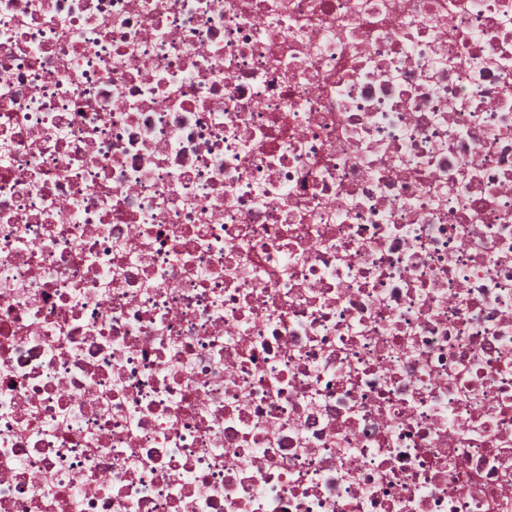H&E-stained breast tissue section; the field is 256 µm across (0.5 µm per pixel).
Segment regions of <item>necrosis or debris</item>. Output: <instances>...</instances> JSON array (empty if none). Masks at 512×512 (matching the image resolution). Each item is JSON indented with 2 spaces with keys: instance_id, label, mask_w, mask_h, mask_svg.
Here are the masks:
<instances>
[{
  "instance_id": "obj_1",
  "label": "necrosis or debris",
  "mask_w": 512,
  "mask_h": 512,
  "mask_svg": "<svg viewBox=\"0 0 512 512\" xmlns=\"http://www.w3.org/2000/svg\"><path fill=\"white\" fill-rule=\"evenodd\" d=\"M0 512H512V0H0Z\"/></svg>"
}]
</instances>
